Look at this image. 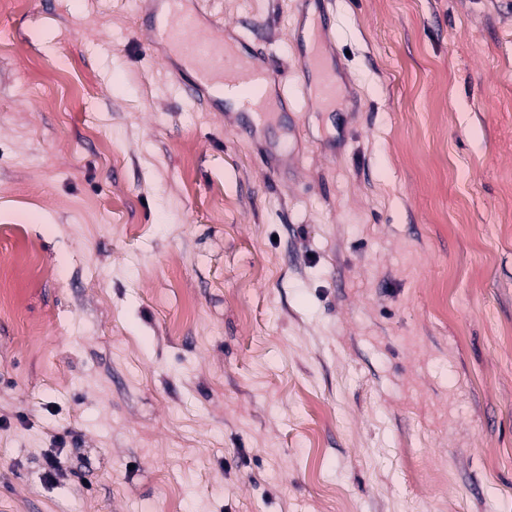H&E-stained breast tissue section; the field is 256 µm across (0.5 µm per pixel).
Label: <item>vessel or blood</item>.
<instances>
[{"instance_id":"1","label":"vessel or blood","mask_w":512,"mask_h":512,"mask_svg":"<svg viewBox=\"0 0 512 512\" xmlns=\"http://www.w3.org/2000/svg\"><path fill=\"white\" fill-rule=\"evenodd\" d=\"M184 0H166V7L146 15V24L180 67L178 75L188 95L203 89L223 90L232 85L249 89L250 94L238 98L237 105L248 129L264 127L267 116L282 109V77L276 63L269 57H244L231 36L224 35L205 42L193 39L201 23L196 11L183 7ZM299 72L315 77L325 96L336 94V72L325 59L312 54L303 60Z\"/></svg>"}]
</instances>
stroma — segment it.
<instances>
[{"instance_id":"35a3bbf8","label":"stroma","mask_w":512,"mask_h":512,"mask_svg":"<svg viewBox=\"0 0 512 512\" xmlns=\"http://www.w3.org/2000/svg\"><path fill=\"white\" fill-rule=\"evenodd\" d=\"M25 2L0 512H512V0H201L283 73L254 135L133 0ZM320 10L332 112L297 77Z\"/></svg>"}]
</instances>
